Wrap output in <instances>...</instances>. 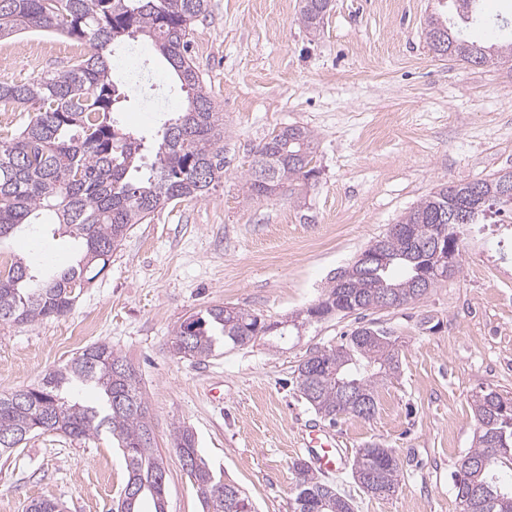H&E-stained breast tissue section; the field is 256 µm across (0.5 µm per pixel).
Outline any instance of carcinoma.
<instances>
[{"instance_id": "obj_1", "label": "carcinoma", "mask_w": 512, "mask_h": 512, "mask_svg": "<svg viewBox=\"0 0 512 512\" xmlns=\"http://www.w3.org/2000/svg\"><path fill=\"white\" fill-rule=\"evenodd\" d=\"M209 0H0V38L20 31L66 35L85 42L88 54L65 69L27 82H0V112H35L20 131L0 139V240L25 224L55 226L81 248L76 264L44 276L22 256L0 270V324H31L69 312L73 288L90 282L87 273L107 264L112 251L135 224L155 211L184 199H199L224 181V113L218 111L188 55L193 21ZM478 0H450V11L462 20L476 13ZM328 0H302L300 22L311 33L320 30ZM446 32L442 59L471 66H491L512 58V41L489 46L469 41L448 15L426 20V39L434 47ZM149 39L168 72L188 89V104L177 112L155 147V163L140 164L144 137L113 118L129 95L114 80L110 57L125 39ZM315 137L303 126L274 130L255 151L248 170L251 195L316 177L312 166ZM512 171L481 179L473 195L467 183H444L407 211L397 224L363 251L380 258L358 259L331 278L323 299L298 313L289 326L299 331L334 315L360 314L370 300L388 294L397 306L421 300L417 285L423 274L429 287L449 278L447 262L435 256L437 226L464 211L467 224H480L497 206L512 205L498 193ZM345 279L347 287H337ZM285 335L279 323H268L242 309L225 312L212 305L187 316L174 331L172 349L186 359L207 358L221 344L243 347L260 336ZM396 339L377 331L361 336L354 329L342 344L317 349L294 370L298 391L322 418L335 422L343 414L361 413L345 385L377 407L378 387L400 368ZM92 384L102 405L72 401V384ZM475 445L454 475L458 512H512V487L499 472L512 470V399L483 390L473 399ZM62 433L91 440L103 432L116 438L127 464V481L143 485L155 512H164V472L137 372L104 343L91 344L68 363L47 373L30 388L0 395V453L23 444L33 433ZM179 457L190 456V477L212 512H233L236 499L249 496L233 481H220L198 455L195 434L186 426L172 430ZM354 469L394 494L400 482L395 452L378 442L356 451ZM296 475L293 512H353L352 502L320 480L303 459L292 462ZM142 496L122 491L116 512H140Z\"/></svg>"}]
</instances>
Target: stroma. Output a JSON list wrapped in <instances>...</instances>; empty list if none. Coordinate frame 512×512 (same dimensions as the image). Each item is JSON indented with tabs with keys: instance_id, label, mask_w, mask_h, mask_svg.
I'll list each match as a JSON object with an SVG mask.
<instances>
[{
	"instance_id": "1",
	"label": "stroma",
	"mask_w": 512,
	"mask_h": 512,
	"mask_svg": "<svg viewBox=\"0 0 512 512\" xmlns=\"http://www.w3.org/2000/svg\"><path fill=\"white\" fill-rule=\"evenodd\" d=\"M301 6L210 0L192 25L190 54L224 114L223 184L133 225L67 314L0 326V393L106 343L139 373L165 467V512H207L171 446L178 425L193 430L209 468L240 485L256 512H293L291 463L312 429L339 441L343 459L326 480L355 512H457L453 475L472 446V399L488 388L512 397V252L486 242V228L461 227L460 272L418 303L336 315L288 340L225 346L201 361L171 350L180 322L213 304L291 320L438 184L512 170V62L435 57L424 27L438 0H333L316 36L302 26ZM57 41L0 39V81L67 67L63 57L36 72L26 65L30 46ZM160 93L149 102L133 91L122 125L154 133L187 103L177 82ZM286 125L316 136V180L249 197L256 147ZM17 253L58 268L78 258L72 239H52L38 224L0 241V263ZM370 323L398 338L400 369L380 385L371 418L328 424L297 391L294 368ZM372 441L400 461L389 498L368 496L352 476L356 451ZM127 475L109 434L89 442L38 434L0 455V512H26L39 499L62 512H112Z\"/></svg>"
}]
</instances>
